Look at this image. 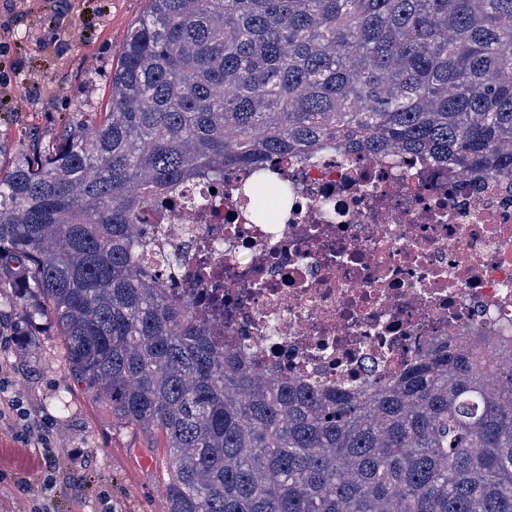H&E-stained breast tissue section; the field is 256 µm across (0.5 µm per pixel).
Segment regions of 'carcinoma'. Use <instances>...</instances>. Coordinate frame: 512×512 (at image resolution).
<instances>
[{"instance_id": "1", "label": "carcinoma", "mask_w": 512, "mask_h": 512, "mask_svg": "<svg viewBox=\"0 0 512 512\" xmlns=\"http://www.w3.org/2000/svg\"><path fill=\"white\" fill-rule=\"evenodd\" d=\"M112 109L0 172V294L146 437L167 512H512V335L430 342L397 378L253 369L135 251L151 207L233 166L344 145L512 175V0H149Z\"/></svg>"}]
</instances>
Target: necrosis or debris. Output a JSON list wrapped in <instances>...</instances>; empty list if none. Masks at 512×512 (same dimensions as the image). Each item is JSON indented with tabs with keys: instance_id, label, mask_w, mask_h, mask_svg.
Instances as JSON below:
<instances>
[{
	"instance_id": "obj_1",
	"label": "necrosis or debris",
	"mask_w": 512,
	"mask_h": 512,
	"mask_svg": "<svg viewBox=\"0 0 512 512\" xmlns=\"http://www.w3.org/2000/svg\"><path fill=\"white\" fill-rule=\"evenodd\" d=\"M264 177L288 186L272 222L238 193L255 173L228 170L223 189L198 185L206 209L172 197L138 229L183 256L164 288L257 369L369 386L473 325L512 334V178L333 149Z\"/></svg>"
}]
</instances>
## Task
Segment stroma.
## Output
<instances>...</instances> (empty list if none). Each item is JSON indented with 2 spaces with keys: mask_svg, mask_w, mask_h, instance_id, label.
Segmentation results:
<instances>
[{
  "mask_svg": "<svg viewBox=\"0 0 512 512\" xmlns=\"http://www.w3.org/2000/svg\"><path fill=\"white\" fill-rule=\"evenodd\" d=\"M147 0H0V169L30 148L51 146L72 113L105 112L111 77ZM0 392L23 419L0 423V512H158L164 470L145 439L75 386L62 339L30 326L0 296ZM66 397L69 408L53 403ZM45 422L56 450L46 473L24 418Z\"/></svg>",
  "mask_w": 512,
  "mask_h": 512,
  "instance_id": "35a3bbf8",
  "label": "stroma"
}]
</instances>
